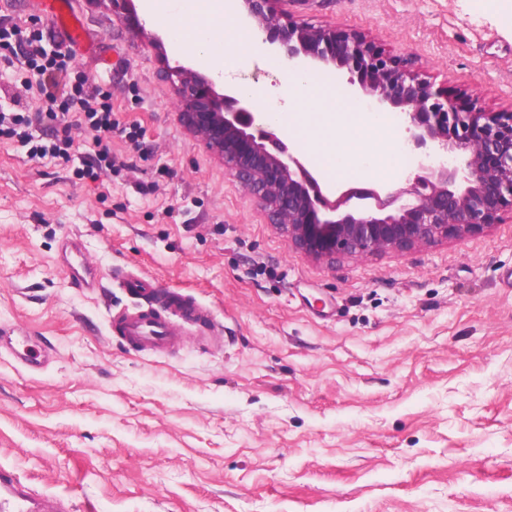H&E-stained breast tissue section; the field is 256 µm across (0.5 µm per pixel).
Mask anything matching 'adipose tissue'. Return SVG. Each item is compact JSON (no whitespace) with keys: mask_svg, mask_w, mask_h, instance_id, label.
Masks as SVG:
<instances>
[{"mask_svg":"<svg viewBox=\"0 0 512 512\" xmlns=\"http://www.w3.org/2000/svg\"><path fill=\"white\" fill-rule=\"evenodd\" d=\"M187 14L192 18L191 29L170 27V37L180 52L212 72H230L236 58H250L260 48L253 38L228 54L216 52L224 36L238 32L235 18L224 11L222 0H191ZM286 92L285 105L263 103L265 117L288 138L304 145L310 167L320 172L326 185L349 182L357 171L382 183L395 178L389 119L362 111L353 100L341 98L335 83L308 73L287 75ZM372 142L379 145L373 153L368 150ZM340 143L345 146L341 152L336 149Z\"/></svg>","mask_w":512,"mask_h":512,"instance_id":"adipose-tissue-1","label":"adipose tissue"}]
</instances>
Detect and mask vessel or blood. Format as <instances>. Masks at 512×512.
<instances>
[{"label":"vessel or blood","instance_id":"obj_1","mask_svg":"<svg viewBox=\"0 0 512 512\" xmlns=\"http://www.w3.org/2000/svg\"><path fill=\"white\" fill-rule=\"evenodd\" d=\"M53 18L59 36L69 44H79L88 40L89 29L77 19L70 0H56ZM70 259L68 273L86 287H94L96 280L86 262L77 240H68L65 247ZM210 319L204 307L182 295L171 293L164 306L140 308L124 312L113 324L114 334L120 336L127 345L139 352L164 354L180 347L187 330L206 331ZM9 348L25 366L41 369L48 359L45 351L31 345L18 329H0V349ZM52 498H33L14 473L0 467V512H53Z\"/></svg>","mask_w":512,"mask_h":512}]
</instances>
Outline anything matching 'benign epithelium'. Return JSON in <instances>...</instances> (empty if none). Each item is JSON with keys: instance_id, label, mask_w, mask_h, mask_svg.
I'll return each mask as SVG.
<instances>
[{"instance_id": "obj_1", "label": "benign epithelium", "mask_w": 512, "mask_h": 512, "mask_svg": "<svg viewBox=\"0 0 512 512\" xmlns=\"http://www.w3.org/2000/svg\"><path fill=\"white\" fill-rule=\"evenodd\" d=\"M280 0H238V20L288 69H347L346 94L385 114L415 167L395 190L322 187L286 138L256 121L254 102L164 58L175 87L168 107L184 129L224 161L235 179L301 255L331 265L341 258L403 253L463 239L512 216V110L463 108L419 77L405 60L356 34L301 24Z\"/></svg>"}]
</instances>
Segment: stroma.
<instances>
[{"label": "stroma", "mask_w": 512, "mask_h": 512, "mask_svg": "<svg viewBox=\"0 0 512 512\" xmlns=\"http://www.w3.org/2000/svg\"><path fill=\"white\" fill-rule=\"evenodd\" d=\"M112 58V154L93 136L28 161L0 139V326L34 336L41 370L0 352V466L70 512H512V221L403 254L302 257L167 103L155 23L72 0ZM300 23L355 32L449 96L512 109V0H282ZM58 48L40 0L0 22ZM0 110L57 123L31 72L0 64ZM138 128L137 141L127 129ZM79 237L97 284L79 287ZM136 270L195 298L216 332L169 354L112 333ZM95 146L97 148L95 154L90 155L89 160L77 171L79 176L98 178L102 174L111 173L112 167L116 165V159L112 157V149L108 140L98 137ZM64 252L68 261V273L83 286L89 288L94 287L96 285V280L93 276L91 267L88 265L81 252L79 242L76 239L68 240ZM67 252L70 255V259L68 258Z\"/></svg>", "instance_id": "stroma-1"}]
</instances>
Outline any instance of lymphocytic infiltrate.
<instances>
[{"label": "lymphocytic infiltrate", "mask_w": 512, "mask_h": 512, "mask_svg": "<svg viewBox=\"0 0 512 512\" xmlns=\"http://www.w3.org/2000/svg\"><path fill=\"white\" fill-rule=\"evenodd\" d=\"M0 50L4 51V59L9 66L38 75L47 106L60 108L56 118L63 129L59 135L38 134L22 114L0 112V138L15 139L26 145L28 157L33 161L64 153L72 143L69 135L71 115L76 112L84 123L101 134L95 142L94 155L79 169V176L97 178L111 173L116 160L104 135L114 127L112 107L100 97L97 88L83 81L71 89H61L56 81V73L65 69L66 54L48 55L40 36L19 26H0Z\"/></svg>", "instance_id": "lymphocytic-infiltrate-1"}]
</instances>
